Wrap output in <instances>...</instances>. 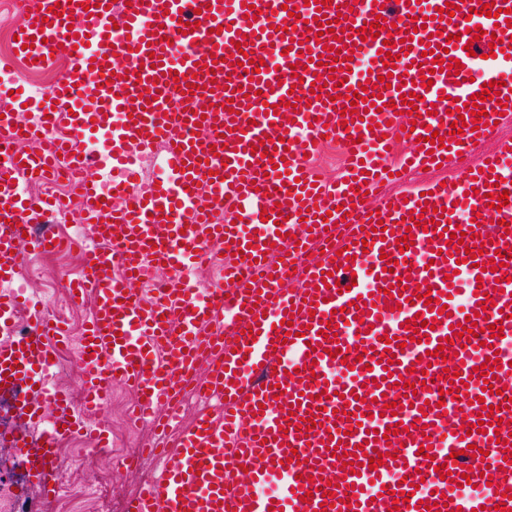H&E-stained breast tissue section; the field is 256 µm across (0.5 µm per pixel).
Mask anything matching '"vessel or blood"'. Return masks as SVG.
Returning <instances> with one entry per match:
<instances>
[{"label": "vessel or blood", "instance_id": "b4317fda", "mask_svg": "<svg viewBox=\"0 0 512 512\" xmlns=\"http://www.w3.org/2000/svg\"><path fill=\"white\" fill-rule=\"evenodd\" d=\"M485 2L132 0L116 9L112 0H14L18 56L39 69L52 57L68 62L48 117L0 119V395L45 425L9 438L45 496L62 486L61 441L109 447L93 418L121 382L140 397L136 419H154L145 448L161 460L127 512H512V266L502 264L512 202L490 206L512 195V141L446 184L371 200L390 174L447 164L512 117V104L493 100L471 114L484 84L512 89V0H494L497 19L457 27ZM448 3L459 16L436 20ZM322 16L340 37L320 32ZM377 20L391 34V68L384 41L362 37ZM271 51L274 70L261 63ZM245 58L259 70L244 71ZM437 61L443 72H433ZM357 91L364 100L354 107ZM412 92L414 116L402 102ZM93 132L108 144L96 158L79 149ZM435 132L443 144L427 143ZM325 136L346 154L333 182L312 162ZM396 137L411 149L395 162ZM163 141L165 176L143 182L137 159ZM60 170L68 199L25 191ZM73 201L83 228L69 242L83 263L76 289L94 297V312L75 341L46 315L15 333L30 302L12 286L16 270L28 249L57 239L35 232L26 210L60 213ZM420 216L425 226L407 227ZM459 230L463 244L447 243L445 232ZM407 234L413 243L400 249ZM471 250L497 270L473 267ZM216 254L222 281L200 287L196 271ZM472 315L481 335L459 334ZM329 324L337 332L327 337ZM63 345L83 373L78 407L53 381ZM490 356L494 369L476 373ZM187 394L216 408L182 430ZM475 443L477 456L466 451ZM380 454L382 466L364 465ZM272 481L278 489L266 492ZM469 482L479 495H462Z\"/></svg>", "mask_w": 512, "mask_h": 512}]
</instances>
